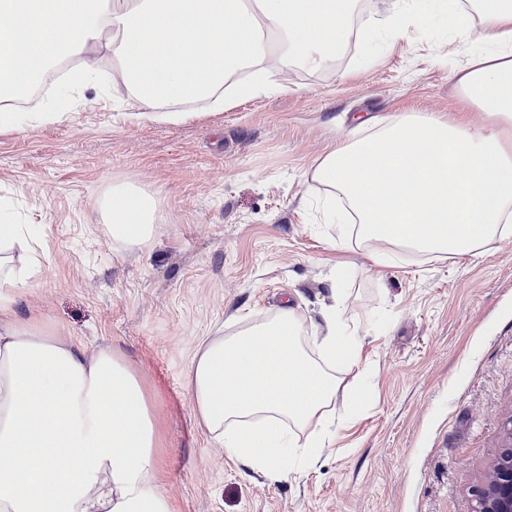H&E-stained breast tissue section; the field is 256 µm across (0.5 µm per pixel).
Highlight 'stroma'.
Wrapping results in <instances>:
<instances>
[{
  "mask_svg": "<svg viewBox=\"0 0 512 512\" xmlns=\"http://www.w3.org/2000/svg\"><path fill=\"white\" fill-rule=\"evenodd\" d=\"M435 0L400 35L351 34L345 53L311 70L299 60L264 92L176 121L145 111L95 51L108 102L49 111L35 93L23 124L0 129V203L42 234L43 272L15 309L87 354L109 348L140 377L158 426L159 481L173 512H475L474 489L512 434V237L481 255L385 266L337 250L326 190L311 171L359 137V118L432 113L486 129L456 76L471 45ZM117 183L158 203L147 246L113 245L101 202ZM362 324L364 397L332 443L274 480L229 458L199 424L187 391L199 343L242 316L294 308L319 327L335 299Z\"/></svg>",
  "mask_w": 512,
  "mask_h": 512,
  "instance_id": "stroma-1",
  "label": "stroma"
}]
</instances>
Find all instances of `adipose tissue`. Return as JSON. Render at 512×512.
I'll use <instances>...</instances> for the list:
<instances>
[{
  "instance_id": "obj_1",
  "label": "adipose tissue",
  "mask_w": 512,
  "mask_h": 512,
  "mask_svg": "<svg viewBox=\"0 0 512 512\" xmlns=\"http://www.w3.org/2000/svg\"><path fill=\"white\" fill-rule=\"evenodd\" d=\"M448 6L472 9L485 31L457 91L491 132L411 113L370 123L311 173L347 204L344 235L380 265L477 255L512 236V0ZM355 8V0H0V123L16 124L12 102L64 60L78 66L63 96L99 90L85 63L97 47L148 111L178 119L197 103L228 106L267 88L270 71L292 56L314 69L340 54ZM103 210L115 245L148 244L158 220L152 196L121 183ZM42 258L29 225L0 219V512H171L154 415L124 358L86 355L37 318L16 316L15 297L37 280ZM344 305L336 293L320 328L284 307L201 345L188 391L228 457L282 479L285 458L323 447L343 374L363 363L360 325L342 319Z\"/></svg>"
}]
</instances>
